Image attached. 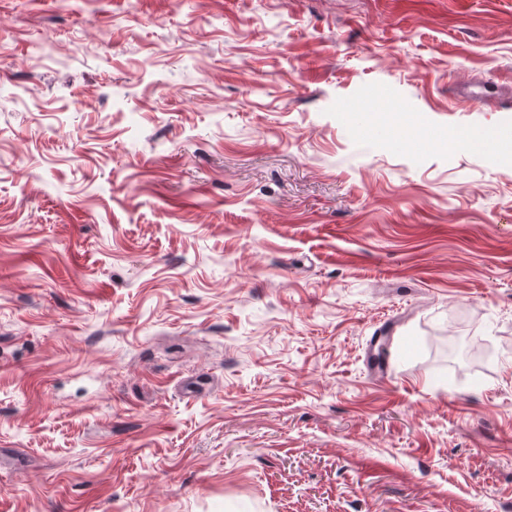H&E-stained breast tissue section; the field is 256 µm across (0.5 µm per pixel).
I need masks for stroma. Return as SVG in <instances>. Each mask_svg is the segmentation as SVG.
I'll use <instances>...</instances> for the list:
<instances>
[{
	"label": "stroma",
	"mask_w": 512,
	"mask_h": 512,
	"mask_svg": "<svg viewBox=\"0 0 512 512\" xmlns=\"http://www.w3.org/2000/svg\"><path fill=\"white\" fill-rule=\"evenodd\" d=\"M0 512H512V0H0Z\"/></svg>",
	"instance_id": "1"
}]
</instances>
